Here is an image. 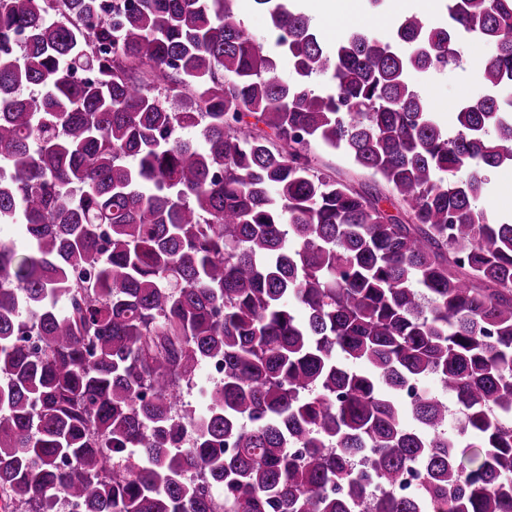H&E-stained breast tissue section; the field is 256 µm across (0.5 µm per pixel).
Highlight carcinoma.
I'll list each match as a JSON object with an SVG mask.
<instances>
[{
  "mask_svg": "<svg viewBox=\"0 0 512 512\" xmlns=\"http://www.w3.org/2000/svg\"><path fill=\"white\" fill-rule=\"evenodd\" d=\"M256 2L291 83L238 0H0V224L30 245L0 241L3 509L512 512V222L476 205L512 166V0L331 52ZM463 34L494 53L450 136L410 77ZM240 13L244 26L252 38L263 45L265 51L276 54L277 69L276 75L285 82H292L296 73L288 62V55L274 48L268 41L272 29L270 16L260 9L254 0H240ZM312 155L318 158L320 164H329L336 173V177L352 184L364 180L366 176L353 169L349 161L339 153L330 154L317 147H312ZM208 370L207 368H201L193 382L188 383V385L183 384L184 401L190 405L192 409L198 408L203 401L200 389L219 382V376L223 373L222 362L220 360L210 361ZM209 373L218 376L210 377Z\"/></svg>",
  "mask_w": 512,
  "mask_h": 512,
  "instance_id": "obj_1",
  "label": "carcinoma"
}]
</instances>
